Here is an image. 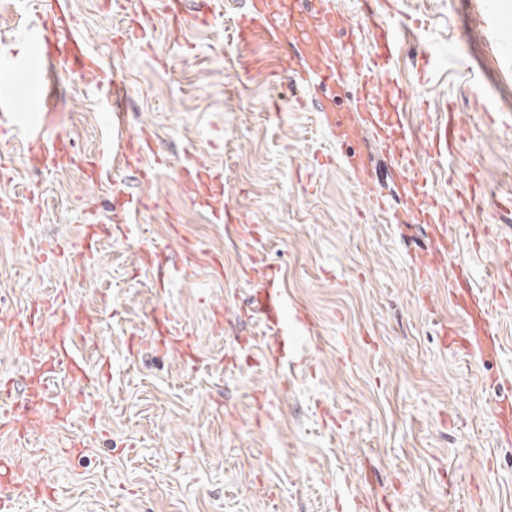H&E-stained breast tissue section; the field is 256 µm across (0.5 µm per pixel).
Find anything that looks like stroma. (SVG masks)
Segmentation results:
<instances>
[{
	"label": "stroma",
	"mask_w": 512,
	"mask_h": 512,
	"mask_svg": "<svg viewBox=\"0 0 512 512\" xmlns=\"http://www.w3.org/2000/svg\"><path fill=\"white\" fill-rule=\"evenodd\" d=\"M487 1L372 7L402 29L392 66L403 99L391 125L414 134L423 154L428 123L447 119L449 108L467 124L447 169L431 170L429 181L450 213L467 190L466 165L488 187L477 221L495 233L475 246L459 235L455 253L488 293L484 272L505 258L500 239H512V58L496 44L498 31L512 28V0H491V11ZM65 2L77 34L122 81L130 132L150 127L168 163L146 182L120 162L115 181L94 183L75 168L30 164L21 139L0 136L10 163L0 198L32 214L23 237L0 216V376L26 389L14 327L58 290L93 319L71 342L87 381L60 373L46 387L71 399L67 423L45 419L24 442L0 433V457L51 489L13 490L17 512H373L380 500L390 512H512V438L500 437L494 414L498 400L512 398V310L496 315L495 356L468 357L443 342V326L464 327L448 304L451 270L424 280L409 265L429 229L387 224L369 210L344 168L343 144L319 113L299 106L287 72H274L281 46L233 41L246 0H224L223 17L179 39L159 29L152 54L134 43L115 51L122 18L104 0ZM35 20L20 0H0V55L26 54L20 34ZM430 52L439 63L421 73ZM478 87L500 107L493 119L473 109ZM99 102L84 81L64 80L41 134L96 151L105 135ZM187 147L223 175V187L196 202L178 173ZM359 147L383 194L420 205L393 182L372 135ZM131 196L146 200L133 221L157 266H141L139 241L120 234L83 267L45 256L50 244L79 247L87 215L108 223L115 200ZM218 201L239 210L243 234L211 223ZM252 250L278 268L290 308L307 319L288 321L296 341L284 366L260 354L273 333L250 307L255 285L243 267ZM166 313L189 332L196 365L155 342L151 327Z\"/></svg>",
	"instance_id": "1"
}]
</instances>
